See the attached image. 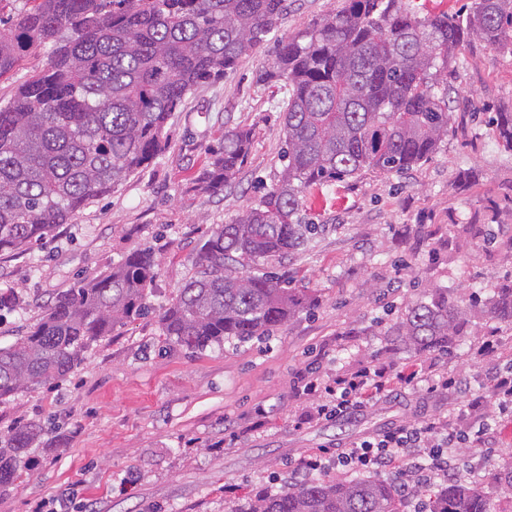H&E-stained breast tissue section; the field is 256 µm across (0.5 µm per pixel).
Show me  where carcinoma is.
Wrapping results in <instances>:
<instances>
[{
  "label": "carcinoma",
  "mask_w": 512,
  "mask_h": 512,
  "mask_svg": "<svg viewBox=\"0 0 512 512\" xmlns=\"http://www.w3.org/2000/svg\"><path fill=\"white\" fill-rule=\"evenodd\" d=\"M0 24V78L42 44L46 67L0 107V253L43 243L90 201L118 188L165 146V128L186 95L234 70L273 30L286 0H34ZM512 47V0H473L466 16L420 17L403 0H344L281 43L273 73L288 81L278 184L218 227L198 248L195 275L160 318L163 335L200 351L247 343L286 324L306 304L274 275L246 271L304 246L306 190L368 168L412 169L448 136V61L468 41ZM512 146V112H497ZM245 128L224 132L197 179L215 196L231 186L251 148ZM153 251L136 249L110 270L59 293L41 319L0 348V400L66 377L93 343L147 311ZM482 308L512 326V286L462 305L437 288L396 328L424 353L451 350ZM45 434L26 423L0 438V488L16 479ZM395 481L309 479L234 512H403ZM430 512H497L477 487L445 483Z\"/></svg>",
  "instance_id": "1"
}]
</instances>
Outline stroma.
<instances>
[{
	"label": "stroma",
	"mask_w": 512,
	"mask_h": 512,
	"mask_svg": "<svg viewBox=\"0 0 512 512\" xmlns=\"http://www.w3.org/2000/svg\"><path fill=\"white\" fill-rule=\"evenodd\" d=\"M342 0H287L263 45L229 76L189 92L166 127L157 158L114 192L56 226L30 251L0 255V348L25 335L58 292L111 269L138 248L158 260L147 315L94 343L68 377L0 400V436L39 422L17 486L0 492V512H234L294 479L307 451L360 440L448 400L410 394L367 412L314 419L321 379L377 361L399 370L435 362L467 375L484 370L472 352L488 333L512 349V327L479 315L453 355L416 353L394 337L425 292L459 301L488 295L512 277V150L489 118L512 112V50L474 39L448 66L452 119L434 155L404 173L365 170L307 191L303 215L320 225L307 245L271 269L311 305L273 335L193 352L164 339L159 315L193 275L198 244L231 223L277 183L288 85L264 79L277 42L298 35ZM251 129V151L223 195L199 192L207 150L224 131ZM490 448L463 449L472 484L500 512L512 498L496 475L512 451V412L493 397Z\"/></svg>",
	"instance_id": "35a3bbf8"
}]
</instances>
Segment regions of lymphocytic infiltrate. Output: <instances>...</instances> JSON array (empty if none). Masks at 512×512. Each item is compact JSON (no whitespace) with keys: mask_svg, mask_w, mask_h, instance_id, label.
Segmentation results:
<instances>
[{"mask_svg":"<svg viewBox=\"0 0 512 512\" xmlns=\"http://www.w3.org/2000/svg\"><path fill=\"white\" fill-rule=\"evenodd\" d=\"M504 354L495 337L488 336L476 350V362L485 364L486 379L501 405L512 404V369L495 366ZM426 387L428 392L455 390L465 398V409L479 415L483 400L474 393L470 380L462 374L448 373L439 365L423 369L410 366L407 371L369 363L356 371L337 372L323 388L325 402L316 409L320 416H341L382 403L408 389ZM493 427L492 420L481 418L476 430L461 432L450 417L440 416L420 424H396L369 440L350 444L339 459L350 470L380 472L393 470L402 483L433 490L459 473L456 449L480 447Z\"/></svg>","mask_w":512,"mask_h":512,"instance_id":"f902f5d3","label":"lymphocytic infiltrate"}]
</instances>
